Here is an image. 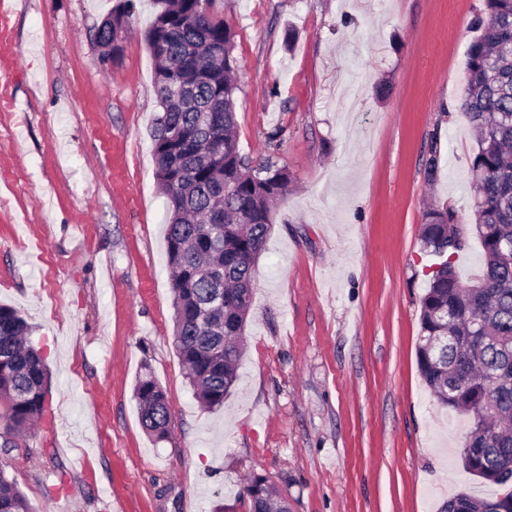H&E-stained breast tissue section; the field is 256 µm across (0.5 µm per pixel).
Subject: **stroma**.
<instances>
[{
    "mask_svg": "<svg viewBox=\"0 0 512 512\" xmlns=\"http://www.w3.org/2000/svg\"><path fill=\"white\" fill-rule=\"evenodd\" d=\"M121 2L0 0V303L52 372L7 475L40 512H246L253 474L290 512H438L495 493L462 467L471 416L433 398L417 360L435 262L423 212L472 218L460 102L483 0H212L234 35L239 149L294 176L215 410L172 343L151 0H135L121 57L97 62L93 29ZM145 373L172 410L160 443L133 397Z\"/></svg>",
    "mask_w": 512,
    "mask_h": 512,
    "instance_id": "obj_1",
    "label": "stroma"
}]
</instances>
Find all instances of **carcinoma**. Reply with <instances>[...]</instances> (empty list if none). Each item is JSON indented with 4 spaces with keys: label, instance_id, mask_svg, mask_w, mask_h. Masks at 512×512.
Returning <instances> with one entry per match:
<instances>
[{
    "label": "carcinoma",
    "instance_id": "obj_1",
    "mask_svg": "<svg viewBox=\"0 0 512 512\" xmlns=\"http://www.w3.org/2000/svg\"><path fill=\"white\" fill-rule=\"evenodd\" d=\"M212 0H155L145 31L156 62L152 152L166 199L167 261L172 270L176 354L197 401L224 406L236 380L252 303L254 266L265 248L272 203L294 176L266 159L241 154L236 126L237 66L233 33L214 17ZM132 0L95 29V43L112 46L100 56L116 60ZM477 36L467 54L468 81L460 105L476 136L469 168L475 192L467 226L451 206L423 213L421 248L437 258L421 304L418 366L437 402L472 414L466 471L503 484L501 464L512 461V0H484L470 21ZM440 173V149L431 143L424 174ZM482 247V271L474 284L457 276L451 255L469 234ZM19 312L0 304V413L5 433L16 437L40 418L49 403L50 373L41 351L27 341ZM473 356V376L459 380L457 365ZM134 395L143 429L159 442L168 437L172 413L165 392L150 374L138 377ZM249 512H284L276 490L256 474L242 488ZM500 508L498 496L460 492L440 512ZM0 512H34L26 495L0 466Z\"/></svg>",
    "mask_w": 512,
    "mask_h": 512
}]
</instances>
